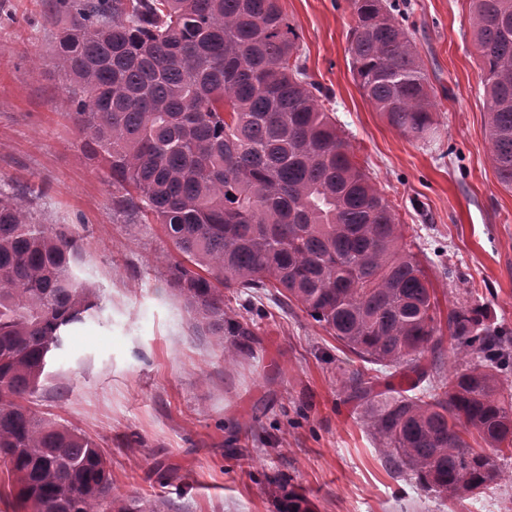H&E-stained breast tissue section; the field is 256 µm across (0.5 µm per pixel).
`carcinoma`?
Segmentation results:
<instances>
[{
    "mask_svg": "<svg viewBox=\"0 0 512 512\" xmlns=\"http://www.w3.org/2000/svg\"><path fill=\"white\" fill-rule=\"evenodd\" d=\"M490 160L512 189V0H473ZM54 48L89 161L124 191L113 204L161 225L181 260L170 280L229 360L254 324L224 290L271 289L361 361L421 373L443 355L439 303L392 205L356 161L299 65L278 0H46ZM392 0H350L363 94L406 136L432 130L429 83ZM82 244L0 190V461L16 512H166L112 489L109 463L31 398L68 329L98 307L73 272ZM454 365L420 397L349 390L390 467L454 505L502 480L512 459V387L500 333L478 305L448 312ZM231 336L230 347L224 337ZM491 449H481V446ZM279 512H312L289 489Z\"/></svg>",
    "mask_w": 512,
    "mask_h": 512,
    "instance_id": "obj_1",
    "label": "carcinoma"
}]
</instances>
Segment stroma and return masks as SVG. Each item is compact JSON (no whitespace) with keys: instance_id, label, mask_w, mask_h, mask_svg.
Returning a JSON list of instances; mask_svg holds the SVG:
<instances>
[{"instance_id":"1","label":"stroma","mask_w":512,"mask_h":512,"mask_svg":"<svg viewBox=\"0 0 512 512\" xmlns=\"http://www.w3.org/2000/svg\"><path fill=\"white\" fill-rule=\"evenodd\" d=\"M407 5L435 102L424 141L390 126L355 81L348 0H280L324 108L395 209L441 310L481 306L512 355V190L490 161L472 3ZM56 33L0 25V188H31L36 219L69 228L83 245L76 272L99 296L50 365L39 408L100 444L117 492L163 499L169 512H278L277 474L313 512H448L415 476L390 470L364 405L342 389L360 360L298 307L228 290L229 314L256 324L230 363L196 335L170 283L172 243L113 206L107 171L81 149ZM503 470L458 512H512V459Z\"/></svg>"}]
</instances>
